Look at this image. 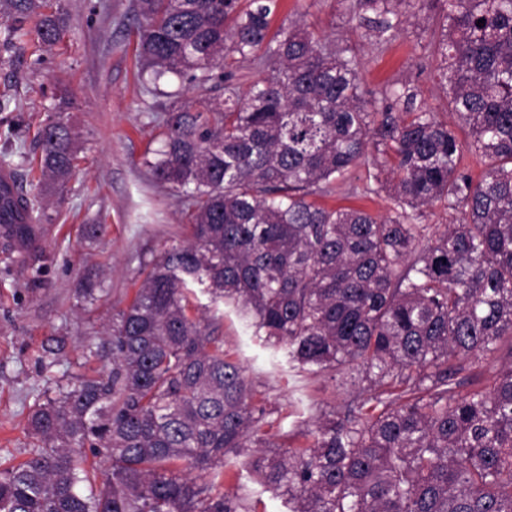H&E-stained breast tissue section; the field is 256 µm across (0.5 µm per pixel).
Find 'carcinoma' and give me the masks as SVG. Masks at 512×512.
<instances>
[{
    "label": "carcinoma",
    "mask_w": 512,
    "mask_h": 512,
    "mask_svg": "<svg viewBox=\"0 0 512 512\" xmlns=\"http://www.w3.org/2000/svg\"><path fill=\"white\" fill-rule=\"evenodd\" d=\"M54 2L0 0V17L37 18L51 48L64 27ZM347 2L380 43L401 8L440 4L437 76L470 141L405 85L367 111L353 48L302 20L272 29L278 0H137L145 90L173 99L145 164L184 198L190 237L112 319L109 365L35 400L29 458L0 460V512H250L203 481L241 457L288 512H512V0ZM233 58L267 74L242 91L224 71ZM219 84L200 108L176 105ZM40 141L47 196L77 149L60 113ZM371 148L383 162L365 190L387 194V216L310 200ZM467 154L484 164L477 180ZM438 204L458 213L442 231L422 223ZM45 219L41 199L16 211L0 193V245L25 266L44 257ZM100 277L87 269L82 302L99 299ZM195 284L358 396L314 422L309 445L271 446L272 411L212 323L189 314ZM497 353L492 382L459 393L465 362Z\"/></svg>",
    "instance_id": "cac0c4a2"
}]
</instances>
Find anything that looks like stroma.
Instances as JSON below:
<instances>
[{"label": "stroma", "instance_id": "stroma-1", "mask_svg": "<svg viewBox=\"0 0 512 512\" xmlns=\"http://www.w3.org/2000/svg\"><path fill=\"white\" fill-rule=\"evenodd\" d=\"M62 6V38L42 53L30 39L8 41L10 25L0 21V99L10 100L0 110V154L9 153L18 190L39 193V132L56 110L78 135L76 173L50 208L41 266L22 270L18 254L0 251V454L19 461L29 456L25 425L37 395L97 374L106 327L132 300L149 264L189 236L184 205L145 164L159 145L157 118L169 102L145 93L138 80L136 0H62ZM300 16L327 40L356 47L365 91L410 84L459 141L469 140L468 126L449 112L435 76L434 46L446 29L442 14L407 18L399 37L383 45L352 20L344 0H280L274 22ZM374 170L369 160L352 168L319 204L386 215V193L361 192ZM86 224L106 227L96 245L82 238ZM92 265L104 272V294L84 304L77 288ZM193 305L196 315L217 324L225 352L253 383L255 402L270 409L264 430L274 446L307 445L313 421L352 399L350 383L292 368L284 351L253 335L233 305L214 304L201 291ZM49 345L55 353L48 359ZM206 481L253 512H288L286 500L274 497L247 466L234 477L216 468Z\"/></svg>", "mask_w": 512, "mask_h": 512}]
</instances>
